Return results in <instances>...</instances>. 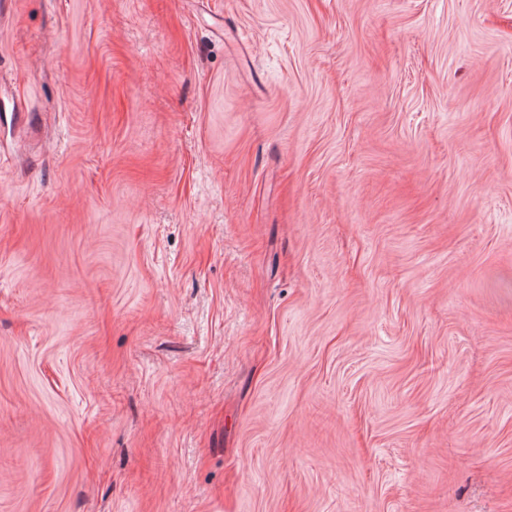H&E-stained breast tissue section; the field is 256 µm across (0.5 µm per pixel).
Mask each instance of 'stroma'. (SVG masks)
Returning <instances> with one entry per match:
<instances>
[{
  "mask_svg": "<svg viewBox=\"0 0 512 512\" xmlns=\"http://www.w3.org/2000/svg\"><path fill=\"white\" fill-rule=\"evenodd\" d=\"M0 512H512V0H0Z\"/></svg>",
  "mask_w": 512,
  "mask_h": 512,
  "instance_id": "stroma-1",
  "label": "stroma"
}]
</instances>
